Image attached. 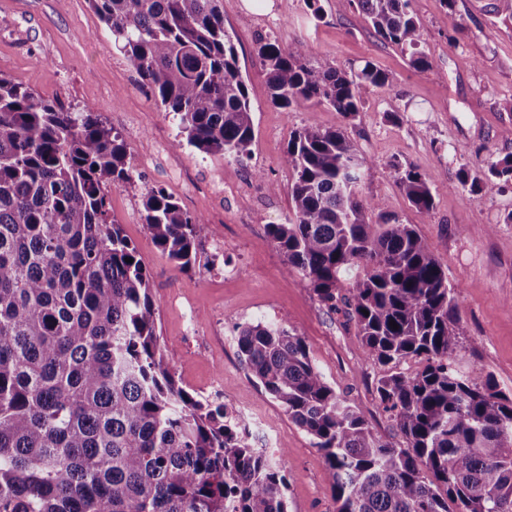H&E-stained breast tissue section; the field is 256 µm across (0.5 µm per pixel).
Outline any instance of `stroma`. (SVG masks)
<instances>
[{
  "mask_svg": "<svg viewBox=\"0 0 512 512\" xmlns=\"http://www.w3.org/2000/svg\"><path fill=\"white\" fill-rule=\"evenodd\" d=\"M498 0H411L430 65L413 68L408 49L379 37L345 0H224L247 80L254 139L243 158L206 155L184 144L164 111L116 46L88 0H0V74L66 106L95 107L127 145L131 183L112 189L110 216L135 244L152 280L160 343L181 385L211 390L249 408L268 440L288 453L289 512H336L330 478L310 437L292 423L241 360L236 324L278 321L297 330L316 367L371 427L402 443L379 407L384 368L365 353L354 324L329 310L307 281L283 270L267 237L292 218V173L283 163L290 134L315 126L342 128L368 160L362 199H382L401 223L414 225L448 273L457 316L467 333L457 366L491 379L512 398V182L469 196L443 190L459 169L481 172L489 156L512 155V19ZM265 38L289 47L307 41L315 58L341 70L373 63L392 76L373 89L358 117L321 105L275 107L257 55ZM393 162L413 165L440 193L432 211L412 207L391 177ZM164 189L183 210L215 229L198 248L195 268L181 271L153 243L141 219L142 197ZM235 277H225V269Z\"/></svg>",
  "mask_w": 512,
  "mask_h": 512,
  "instance_id": "35a3bbf8",
  "label": "stroma"
}]
</instances>
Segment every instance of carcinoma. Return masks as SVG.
I'll return each mask as SVG.
<instances>
[{"instance_id":"obj_1","label":"carcinoma","mask_w":512,"mask_h":512,"mask_svg":"<svg viewBox=\"0 0 512 512\" xmlns=\"http://www.w3.org/2000/svg\"><path fill=\"white\" fill-rule=\"evenodd\" d=\"M120 51L207 155L250 152L251 105L224 0H89ZM384 40L429 66L410 0H347ZM272 104L327 105L346 119L390 83L368 62L346 72L297 41L258 48ZM127 147L93 107L72 112L0 75V512H288V460L269 458L224 422V403L179 386L161 348L151 278L109 193L131 181ZM293 218L267 225L285 272L342 306L368 356L388 367L379 405L405 440L378 435L313 363L295 329L236 326L242 360L324 456L336 512H512V399L456 368L448 274L428 242L381 200L359 199L366 158L340 128L294 132ZM420 211L438 189L389 164ZM472 195L512 180V156ZM142 219L181 271L215 233L164 190ZM376 215L372 220L367 213ZM133 262L127 263L125 259ZM395 321L397 327L390 326ZM422 366L400 370L408 359Z\"/></svg>"}]
</instances>
